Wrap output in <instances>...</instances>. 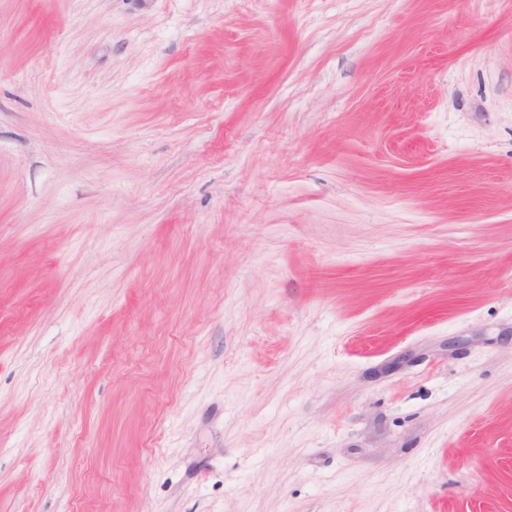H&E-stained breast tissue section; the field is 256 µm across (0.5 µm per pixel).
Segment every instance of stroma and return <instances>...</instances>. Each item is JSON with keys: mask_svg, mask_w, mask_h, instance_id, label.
I'll list each match as a JSON object with an SVG mask.
<instances>
[{"mask_svg": "<svg viewBox=\"0 0 512 512\" xmlns=\"http://www.w3.org/2000/svg\"><path fill=\"white\" fill-rule=\"evenodd\" d=\"M0 512H512V0H0Z\"/></svg>", "mask_w": 512, "mask_h": 512, "instance_id": "obj_1", "label": "stroma"}]
</instances>
